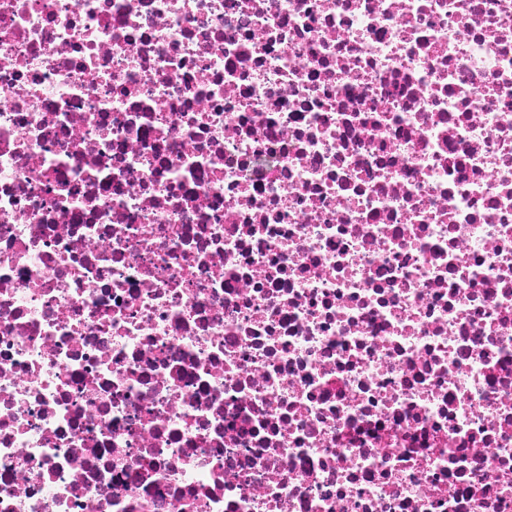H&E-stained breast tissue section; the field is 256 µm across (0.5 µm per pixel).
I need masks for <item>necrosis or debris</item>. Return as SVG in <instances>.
Wrapping results in <instances>:
<instances>
[{
	"label": "necrosis or debris",
	"mask_w": 512,
	"mask_h": 512,
	"mask_svg": "<svg viewBox=\"0 0 512 512\" xmlns=\"http://www.w3.org/2000/svg\"><path fill=\"white\" fill-rule=\"evenodd\" d=\"M0 512H512V0H0Z\"/></svg>",
	"instance_id": "1"
}]
</instances>
